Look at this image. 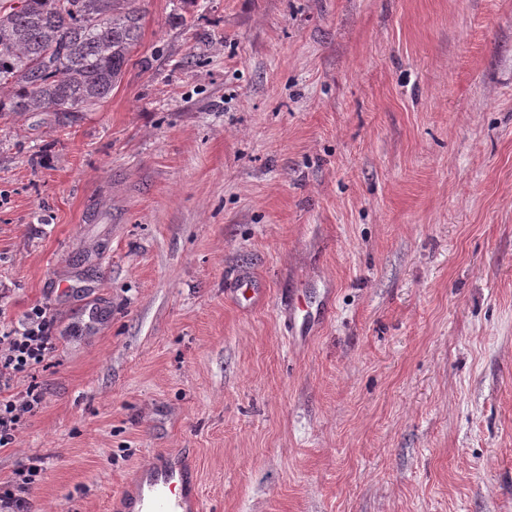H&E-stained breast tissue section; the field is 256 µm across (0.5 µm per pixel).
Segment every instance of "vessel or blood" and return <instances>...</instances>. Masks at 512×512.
<instances>
[{"instance_id":"1","label":"vessel or blood","mask_w":512,"mask_h":512,"mask_svg":"<svg viewBox=\"0 0 512 512\" xmlns=\"http://www.w3.org/2000/svg\"><path fill=\"white\" fill-rule=\"evenodd\" d=\"M199 494L193 471L161 462L141 471L138 493L126 500V512H197Z\"/></svg>"}]
</instances>
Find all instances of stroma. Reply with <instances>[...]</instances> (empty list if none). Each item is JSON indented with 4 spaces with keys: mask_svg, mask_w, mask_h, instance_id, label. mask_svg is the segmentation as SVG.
I'll list each match as a JSON object with an SVG mask.
<instances>
[{
    "mask_svg": "<svg viewBox=\"0 0 512 512\" xmlns=\"http://www.w3.org/2000/svg\"><path fill=\"white\" fill-rule=\"evenodd\" d=\"M139 7L104 104L0 115V325L59 337L0 484L123 512L185 451L201 512H512V0Z\"/></svg>",
    "mask_w": 512,
    "mask_h": 512,
    "instance_id": "stroma-1",
    "label": "stroma"
}]
</instances>
